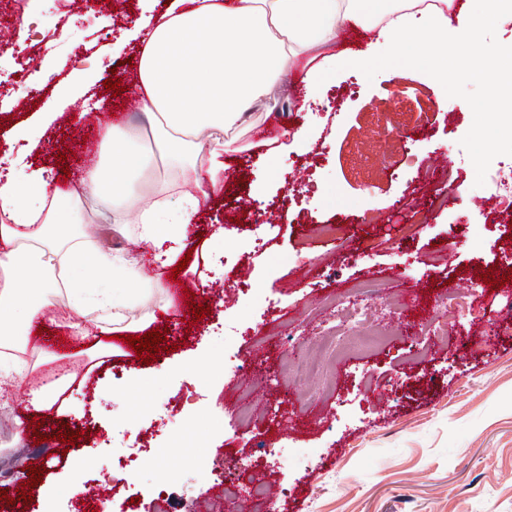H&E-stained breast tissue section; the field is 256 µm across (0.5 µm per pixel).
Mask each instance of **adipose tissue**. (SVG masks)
<instances>
[{
	"label": "adipose tissue",
	"mask_w": 512,
	"mask_h": 512,
	"mask_svg": "<svg viewBox=\"0 0 512 512\" xmlns=\"http://www.w3.org/2000/svg\"><path fill=\"white\" fill-rule=\"evenodd\" d=\"M512 0H171L147 33L137 94L167 162L179 173L177 205L145 189L146 159L125 127L99 130L104 164L86 169L83 184L116 209L115 228L138 204L140 243L158 270L178 264L188 228L224 190V157L240 151L247 112L285 93L288 71L306 56L317 79L331 64L326 49L345 27H361L390 48L395 60L447 75L460 52L477 62L492 85L512 50L488 49L483 34ZM63 194L44 170L0 180V390L18 384L22 367L5 361L24 332L61 307L91 316L100 337L123 330L125 313L149 300L156 286L136 258L111 247L87 251L53 229L67 218Z\"/></svg>",
	"instance_id": "1"
}]
</instances>
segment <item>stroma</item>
<instances>
[{
  "label": "stroma",
  "mask_w": 512,
  "mask_h": 512,
  "mask_svg": "<svg viewBox=\"0 0 512 512\" xmlns=\"http://www.w3.org/2000/svg\"><path fill=\"white\" fill-rule=\"evenodd\" d=\"M166 8L125 0L109 20L74 0H0V158L18 128L52 112L25 162L53 167L63 192L97 161V129L109 122L138 130L154 178L166 176L142 113L126 112L123 94L105 101L103 85L121 61H138L140 29ZM60 16L58 34L40 38ZM308 69L292 68L287 111H251L244 151L224 158L226 200L191 225L203 240L185 270L162 272L184 293L178 315L154 321L167 331L159 359L142 363L128 345L95 358L76 333L83 316L45 315L41 346L24 360L33 371L68 365L77 383L63 415L35 410L28 381L0 392V467L13 487L26 483L37 449L24 447L19 423L36 418L40 434L72 435L89 391L96 428L13 512H42L47 489L69 512L74 459L101 461L113 443L142 439L168 476L136 512H197L202 500L207 512H512V290L483 278L512 274V228L498 224L485 190L488 163L512 157V138L460 107L498 90L474 69L442 80L385 57L369 72L328 75L310 101ZM423 112L431 124L422 130ZM272 113L308 127L309 143L276 153V139L257 136ZM441 155L467 163L463 191L439 207L419 165ZM336 223L342 238L318 230ZM362 281L376 290L371 323L392 334L377 346L350 336V351L320 371L331 303ZM451 288L475 296L479 319L448 313ZM194 302L210 307L198 322ZM432 318L448 324L438 342L424 331ZM236 359L246 373L231 369ZM187 410L192 419L172 432L170 418ZM278 448L301 454L284 467Z\"/></svg>",
  "instance_id": "35a3bbf8"
}]
</instances>
